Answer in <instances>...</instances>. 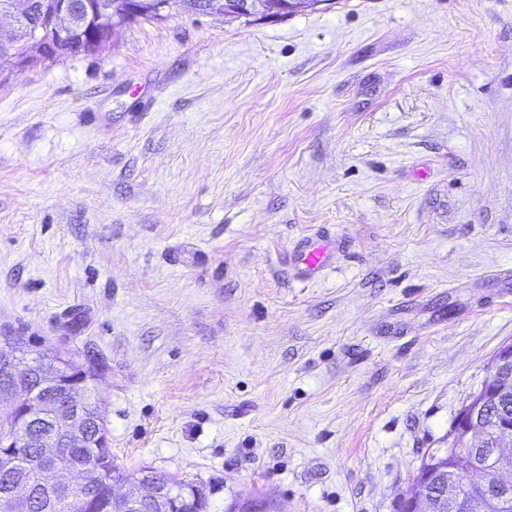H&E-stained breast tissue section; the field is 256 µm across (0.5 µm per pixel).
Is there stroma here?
Segmentation results:
<instances>
[{
    "mask_svg": "<svg viewBox=\"0 0 512 512\" xmlns=\"http://www.w3.org/2000/svg\"><path fill=\"white\" fill-rule=\"evenodd\" d=\"M4 332L207 512H399L512 343V0L174 8L1 82ZM336 238L321 237L302 240L293 253L294 266L298 277L306 282L318 278V276L336 258ZM4 341L7 344L8 353H11L17 358L18 367L10 358L1 356L0 369L2 368L3 371L13 374L16 379L23 377V374H19L17 368L25 371L27 367H32L38 359V354L44 357L51 356L57 353L60 348H63L60 346L46 345L36 347L30 343L29 337L21 335L4 336ZM63 349L70 351L66 348ZM67 351H61L56 357L42 364V374L46 379L43 386H64L66 383L62 381V376L73 372V370L70 369L71 366L66 365L67 362L72 361L74 366H79V364L85 365L87 363V359L82 360L79 357H73L71 353ZM89 365L79 368L73 374L67 375L66 378L71 380L70 382L80 383L82 387L87 391V406L85 412L88 420L93 426L100 419H104V413L101 406H98L96 396L94 392V381L97 377L98 367L97 364L88 360ZM179 490V506L175 509L178 512H207V495L205 488L200 484L174 479ZM202 510V511H200Z\"/></svg>",
    "mask_w": 512,
    "mask_h": 512,
    "instance_id": "35a3bbf8",
    "label": "stroma"
}]
</instances>
